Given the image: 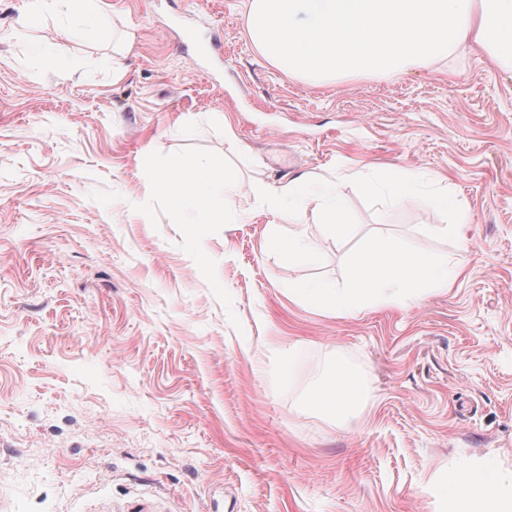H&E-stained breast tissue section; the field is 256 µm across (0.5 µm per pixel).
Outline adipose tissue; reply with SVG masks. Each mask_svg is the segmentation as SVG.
<instances>
[{
	"mask_svg": "<svg viewBox=\"0 0 512 512\" xmlns=\"http://www.w3.org/2000/svg\"><path fill=\"white\" fill-rule=\"evenodd\" d=\"M248 34L272 65L310 82L342 74H395L474 49L493 69L512 72V0H246ZM167 192L173 211L194 213L197 223L223 224L230 174L215 175L202 161L180 164ZM251 192L265 209L291 200L314 207L330 237L349 230L337 189L315 194L304 179L287 192L257 179ZM459 268L446 259L419 257L402 244L384 241L357 257L340 285L310 283L289 288L307 306L345 316L373 304L405 306L433 289L452 288ZM448 512H512V484L489 467L450 473L443 489Z\"/></svg>",
	"mask_w": 512,
	"mask_h": 512,
	"instance_id": "1",
	"label": "adipose tissue"
}]
</instances>
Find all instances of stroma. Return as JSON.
Segmentation results:
<instances>
[{"label":"stroma","mask_w":512,"mask_h":512,"mask_svg":"<svg viewBox=\"0 0 512 512\" xmlns=\"http://www.w3.org/2000/svg\"><path fill=\"white\" fill-rule=\"evenodd\" d=\"M102 2L87 37L0 0V512H446L452 471L512 480V73L314 84L261 56L245 0ZM188 158L236 170L234 223L172 211ZM388 167L418 192L371 191ZM255 177L336 184L348 236L268 213ZM383 238L463 274L343 317L289 298ZM341 367L372 398L340 426L314 394ZM436 205L448 209V205L454 210L456 214V224H453L454 232L457 234L460 242L465 245L467 242L464 230L469 224V211L458 200L452 199L448 201V196L436 200Z\"/></svg>","instance_id":"35a3bbf8"}]
</instances>
